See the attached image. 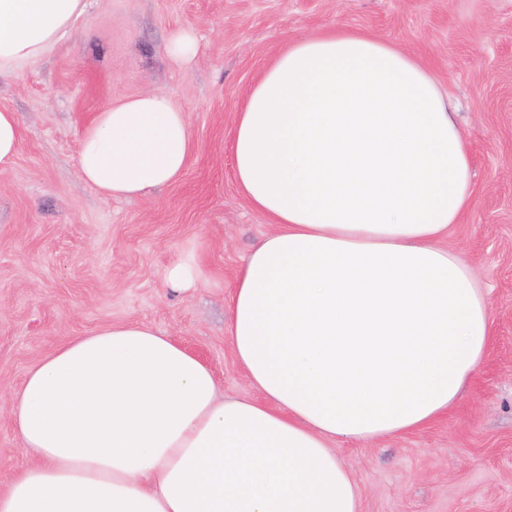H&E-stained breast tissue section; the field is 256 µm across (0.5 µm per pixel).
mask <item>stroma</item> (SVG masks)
<instances>
[{
	"instance_id": "stroma-1",
	"label": "stroma",
	"mask_w": 512,
	"mask_h": 512,
	"mask_svg": "<svg viewBox=\"0 0 512 512\" xmlns=\"http://www.w3.org/2000/svg\"><path fill=\"white\" fill-rule=\"evenodd\" d=\"M335 26L413 55L457 112L476 192L445 244L488 289L493 331L447 415L336 453L362 512H512V0H90L69 41L1 78L21 144L0 166V491L29 462L11 391L41 357L99 327L150 325L209 365L225 398L256 397L228 339V296L271 224L235 184L231 132L274 57ZM180 29L200 37L187 66L166 52ZM146 91L185 114V172L141 198H104L79 172L80 136L106 104ZM188 251L201 278L172 289L165 271Z\"/></svg>"
}]
</instances>
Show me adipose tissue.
<instances>
[{
	"instance_id": "1",
	"label": "adipose tissue",
	"mask_w": 512,
	"mask_h": 512,
	"mask_svg": "<svg viewBox=\"0 0 512 512\" xmlns=\"http://www.w3.org/2000/svg\"><path fill=\"white\" fill-rule=\"evenodd\" d=\"M88 0H0V77L57 49ZM183 112L147 92L106 105L78 165L108 198L176 183ZM234 178L274 224L240 266L229 340L261 397L146 325L42 357L12 394L34 455L0 512H361L336 441L395 439L447 414L485 358L490 305L443 246L475 193L469 145L432 76L394 44L294 40L232 130Z\"/></svg>"
}]
</instances>
